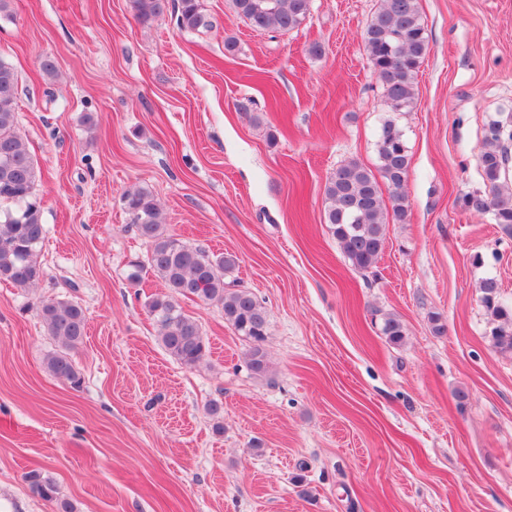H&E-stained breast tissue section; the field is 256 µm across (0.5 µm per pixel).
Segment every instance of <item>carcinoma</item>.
<instances>
[{
  "mask_svg": "<svg viewBox=\"0 0 512 512\" xmlns=\"http://www.w3.org/2000/svg\"><path fill=\"white\" fill-rule=\"evenodd\" d=\"M237 13L252 27L287 33L299 28L310 13V0H234ZM137 20L149 24L165 10V0H133ZM172 16L183 30L208 26L199 0H177ZM364 43L369 63L381 82L392 116L384 120L376 142L378 172L358 161H349L330 175L325 183L324 218L350 265L360 271L377 268L386 243L387 220L403 222L408 204L403 192L409 171V155L397 115L411 111L417 102L415 79L428 49L426 29L417 0H381V6L368 25ZM18 75L12 65L0 59V281L20 290L36 287L44 276L38 254L45 240L41 198L36 193L37 165L25 141L17 131ZM512 142V113L491 120L484 130L478 165L485 184L484 193L467 195L463 205L469 210L489 212L501 233L512 238V185L509 184L507 144ZM394 188L391 206H386L377 177ZM123 204L132 216L138 235L148 244L144 262L130 264L127 278L138 283L150 271L166 291L149 297L148 314L160 328V342L167 354L192 368L210 354L209 339L199 325L185 314L178 299L217 303L224 320L251 343L249 367L256 376L269 372L264 348L268 332V314L248 290L235 288L224 278L238 265L229 253L211 255L166 233L162 211L144 187L129 191ZM481 303L495 327L493 346L512 353V304L500 298L499 284L486 278L480 285ZM39 315L49 335L64 347L45 359L49 374L68 382L72 388L82 385L68 350L76 347L86 334L83 308L62 299L41 302ZM379 330L392 344L405 338V326L399 316L380 317ZM33 493L55 504L56 512H73L72 504L59 497L55 483L32 471L26 477Z\"/></svg>",
  "mask_w": 512,
  "mask_h": 512,
  "instance_id": "1",
  "label": "carcinoma"
}]
</instances>
